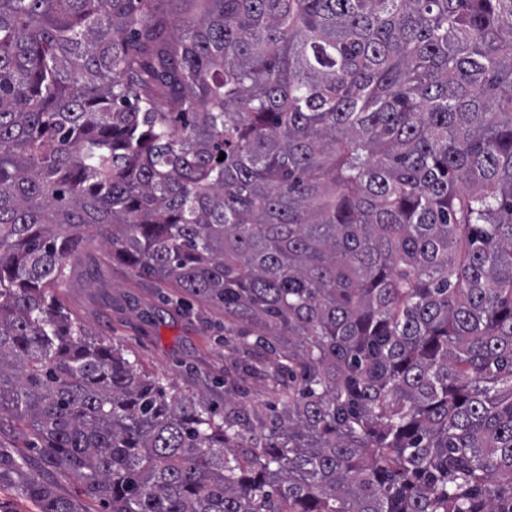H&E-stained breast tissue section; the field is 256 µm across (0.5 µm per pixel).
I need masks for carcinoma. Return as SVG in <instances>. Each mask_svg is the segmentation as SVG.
<instances>
[{
    "instance_id": "1",
    "label": "carcinoma",
    "mask_w": 512,
    "mask_h": 512,
    "mask_svg": "<svg viewBox=\"0 0 512 512\" xmlns=\"http://www.w3.org/2000/svg\"><path fill=\"white\" fill-rule=\"evenodd\" d=\"M0 0V450L34 512H512V0ZM224 159H219L220 154ZM220 308L263 416L53 288ZM47 476L59 486L62 493L79 498L86 511L106 512L107 505L104 502L79 497L81 483L72 474L51 472Z\"/></svg>"
}]
</instances>
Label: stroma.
<instances>
[{
	"mask_svg": "<svg viewBox=\"0 0 512 512\" xmlns=\"http://www.w3.org/2000/svg\"><path fill=\"white\" fill-rule=\"evenodd\" d=\"M156 288L154 280L113 263L96 238L69 263L54 294L73 321L110 339L144 374L163 378L185 394L206 392L218 411L233 394L259 413H272L278 386L238 370L239 352L222 340L223 314L199 303L162 302Z\"/></svg>",
	"mask_w": 512,
	"mask_h": 512,
	"instance_id": "1",
	"label": "stroma"
}]
</instances>
